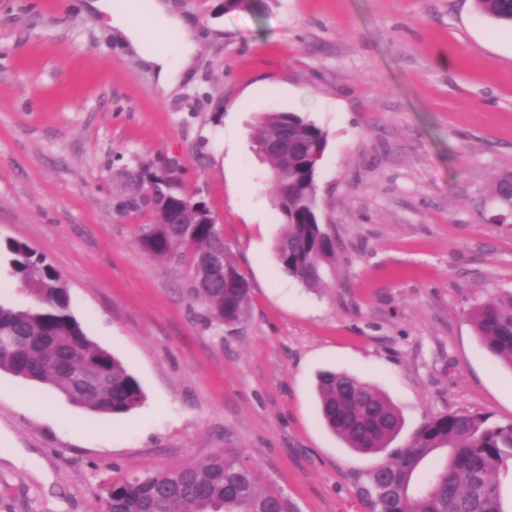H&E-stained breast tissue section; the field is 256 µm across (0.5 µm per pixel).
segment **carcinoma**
I'll use <instances>...</instances> for the list:
<instances>
[{
    "label": "carcinoma",
    "mask_w": 512,
    "mask_h": 512,
    "mask_svg": "<svg viewBox=\"0 0 512 512\" xmlns=\"http://www.w3.org/2000/svg\"><path fill=\"white\" fill-rule=\"evenodd\" d=\"M480 12L512 23V0H476ZM275 131L288 132V152H267ZM256 151L269 160L274 205L283 220L275 245L281 267L307 286L335 275L339 242L317 216L315 172L326 133L297 112H265L253 126ZM198 202L186 197L178 219L185 231L149 224L140 245L151 256L182 262L210 250L216 226L204 222ZM11 275L32 302L0 300V370L37 384L58 387L69 401L94 414L124 415L144 394L138 380L106 349L88 338L72 313L68 288L44 256L25 243L4 245ZM220 323L243 317L249 290L195 288ZM484 348L512 368V293L476 307L471 315ZM92 367L102 371L90 391L77 382ZM325 427L356 452L385 450L402 427L393 402L355 375L326 371L317 383ZM512 471V423L497 425L481 413L455 412L427 419L404 447L367 476L359 493L367 512H506L496 474ZM259 471L234 452L159 473L112 483L103 512H296L278 490H258Z\"/></svg>",
    "instance_id": "carcinoma-1"
}]
</instances>
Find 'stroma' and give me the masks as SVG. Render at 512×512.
Returning a JSON list of instances; mask_svg holds the SVG:
<instances>
[{"label": "stroma", "mask_w": 512, "mask_h": 512, "mask_svg": "<svg viewBox=\"0 0 512 512\" xmlns=\"http://www.w3.org/2000/svg\"><path fill=\"white\" fill-rule=\"evenodd\" d=\"M196 32L189 79L151 70L84 0H0V240L61 274L88 337L144 398L96 416L0 370V512H100L112 482L231 450L297 512H366L355 479L387 459L321 423L316 382L345 371L403 417L512 423V367L468 313L512 292V27L474 0H171ZM314 95L319 107L305 105ZM263 112L327 134L319 221L336 275L279 265ZM167 174L216 215L250 284L226 327L193 300L189 263L138 242L155 215L136 175Z\"/></svg>", "instance_id": "35a3bbf8"}]
</instances>
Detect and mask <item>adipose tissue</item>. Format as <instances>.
<instances>
[{
	"label": "adipose tissue",
	"instance_id": "1",
	"mask_svg": "<svg viewBox=\"0 0 512 512\" xmlns=\"http://www.w3.org/2000/svg\"><path fill=\"white\" fill-rule=\"evenodd\" d=\"M90 9L107 14L116 36L140 57L168 93L191 66L197 49L193 26L168 0H91Z\"/></svg>",
	"mask_w": 512,
	"mask_h": 512
}]
</instances>
